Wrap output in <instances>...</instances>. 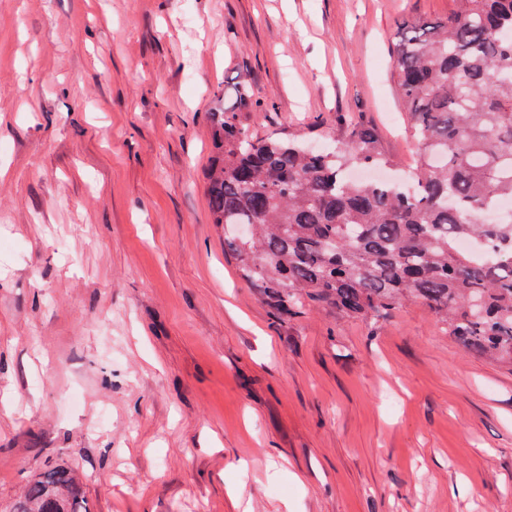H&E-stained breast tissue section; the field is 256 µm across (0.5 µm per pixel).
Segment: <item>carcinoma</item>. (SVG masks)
I'll return each mask as SVG.
<instances>
[{"label": "carcinoma", "mask_w": 512, "mask_h": 512, "mask_svg": "<svg viewBox=\"0 0 512 512\" xmlns=\"http://www.w3.org/2000/svg\"><path fill=\"white\" fill-rule=\"evenodd\" d=\"M393 63L419 142L411 187L348 177L389 163L370 127L329 151L250 133L245 79L237 106L209 113L211 223L279 320L321 306L376 325L419 302L463 348L512 364V216L482 219L512 200V0H456L443 20L403 21ZM465 239L493 252H463ZM9 512H87L82 483L52 467Z\"/></svg>", "instance_id": "cac0c4a2"}]
</instances>
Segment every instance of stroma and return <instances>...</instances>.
Wrapping results in <instances>:
<instances>
[{"label": "stroma", "instance_id": "35a3bbf8", "mask_svg": "<svg viewBox=\"0 0 512 512\" xmlns=\"http://www.w3.org/2000/svg\"><path fill=\"white\" fill-rule=\"evenodd\" d=\"M454 0H0V512H512V369L423 305L278 321L210 222L208 114L417 144L398 23ZM82 483L69 466H55L29 482L9 512H90Z\"/></svg>", "mask_w": 512, "mask_h": 512}]
</instances>
